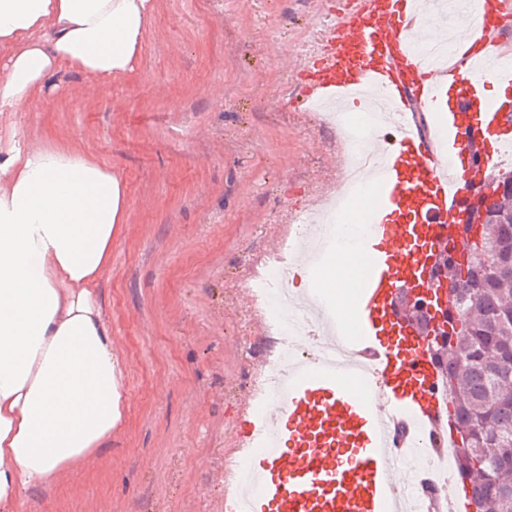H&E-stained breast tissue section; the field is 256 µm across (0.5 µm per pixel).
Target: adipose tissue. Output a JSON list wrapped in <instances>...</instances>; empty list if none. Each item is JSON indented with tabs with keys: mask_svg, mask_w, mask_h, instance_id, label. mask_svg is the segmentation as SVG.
<instances>
[{
	"mask_svg": "<svg viewBox=\"0 0 512 512\" xmlns=\"http://www.w3.org/2000/svg\"><path fill=\"white\" fill-rule=\"evenodd\" d=\"M154 0H0V112L69 68L131 71ZM125 218L111 167L9 125L0 139V512L58 480L111 438L125 367L94 290ZM367 238L300 270L304 288L349 315Z\"/></svg>",
	"mask_w": 512,
	"mask_h": 512,
	"instance_id": "ef3b65f1",
	"label": "adipose tissue"
}]
</instances>
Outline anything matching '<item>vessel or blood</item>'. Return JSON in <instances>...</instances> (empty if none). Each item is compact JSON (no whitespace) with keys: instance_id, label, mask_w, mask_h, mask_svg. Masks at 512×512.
I'll use <instances>...</instances> for the list:
<instances>
[{"instance_id":"b4317fda","label":"vessel or blood","mask_w":512,"mask_h":512,"mask_svg":"<svg viewBox=\"0 0 512 512\" xmlns=\"http://www.w3.org/2000/svg\"><path fill=\"white\" fill-rule=\"evenodd\" d=\"M486 2L478 0L466 24L473 51L452 68L432 69L414 42L435 0H361L298 87L305 103L373 102L386 112L383 134L369 139L379 168L370 176L374 203L363 212L385 248L361 266L353 316L335 319L336 346L352 361L302 357L288 369L281 401L267 404L263 445L244 451L258 482L246 512H415L393 426L403 420L427 430L446 403L432 338L408 317L399 291L448 247L463 249L456 216L469 172L512 149V138L497 136L512 112L472 92L489 78L512 86V72L499 67L501 16ZM451 81L461 92L445 121L439 107ZM387 208L417 221H386Z\"/></svg>"}]
</instances>
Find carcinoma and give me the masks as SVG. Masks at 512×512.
Listing matches in <instances>:
<instances>
[{"mask_svg":"<svg viewBox=\"0 0 512 512\" xmlns=\"http://www.w3.org/2000/svg\"><path fill=\"white\" fill-rule=\"evenodd\" d=\"M482 249L466 247L463 264L448 254L438 271L460 289L454 303L459 330L435 352L448 390L457 433L471 440L457 448L458 482L483 512H512V189L495 198L480 224ZM496 264L486 268L481 255ZM494 452H488V449Z\"/></svg>","mask_w":512,"mask_h":512,"instance_id":"obj_1","label":"carcinoma"}]
</instances>
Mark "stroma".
<instances>
[{"instance_id":"35a3bbf8","label":"stroma","mask_w":512,"mask_h":512,"mask_svg":"<svg viewBox=\"0 0 512 512\" xmlns=\"http://www.w3.org/2000/svg\"><path fill=\"white\" fill-rule=\"evenodd\" d=\"M356 0H156L131 72L65 69L14 119L123 183L96 297L126 364L125 410L88 462L16 512H224L257 415L265 329L244 283L296 214L339 187L336 131L293 104Z\"/></svg>"}]
</instances>
